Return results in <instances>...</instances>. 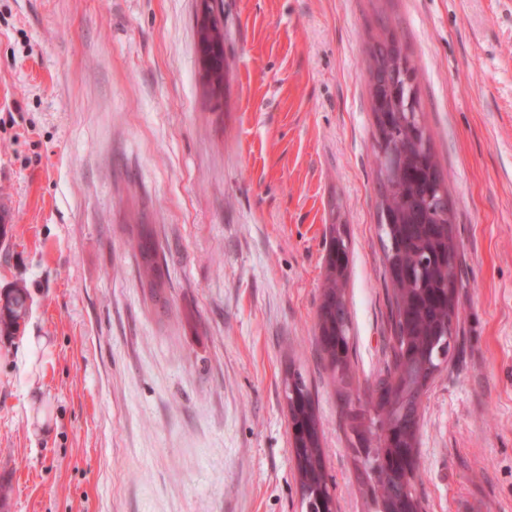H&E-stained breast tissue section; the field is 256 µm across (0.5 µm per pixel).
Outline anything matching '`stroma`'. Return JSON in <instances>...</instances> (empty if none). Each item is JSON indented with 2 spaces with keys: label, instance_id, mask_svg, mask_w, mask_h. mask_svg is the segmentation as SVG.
<instances>
[{
  "label": "stroma",
  "instance_id": "stroma-1",
  "mask_svg": "<svg viewBox=\"0 0 512 512\" xmlns=\"http://www.w3.org/2000/svg\"><path fill=\"white\" fill-rule=\"evenodd\" d=\"M0 0V512H302L282 383L316 393L338 512H364L316 344L351 248L353 392L390 351L370 37L406 46L461 253L457 347L423 399L425 512H512V0ZM166 254L143 285L130 225ZM196 28L201 68L203 76L206 78L207 81H209L208 57L204 52V48L206 46V44L204 43V39L206 37H214L217 33L223 34V26L221 21L216 17V15L212 11L207 9L205 1H202L201 8L197 14ZM5 305L0 310V335L13 336L28 313L27 293L22 288H10L5 291Z\"/></svg>",
  "mask_w": 512,
  "mask_h": 512
}]
</instances>
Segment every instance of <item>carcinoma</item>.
Listing matches in <instances>:
<instances>
[{
    "instance_id": "cac0c4a2",
    "label": "carcinoma",
    "mask_w": 512,
    "mask_h": 512,
    "mask_svg": "<svg viewBox=\"0 0 512 512\" xmlns=\"http://www.w3.org/2000/svg\"><path fill=\"white\" fill-rule=\"evenodd\" d=\"M416 71L409 66L387 89L385 119L375 118L383 133L378 145L377 191L380 196L379 230L385 257L398 253L392 287L391 318L394 343L391 358L378 375L366 399L353 397L351 316L345 299L350 263L348 236L331 227L327 240V274L318 312L317 341L336 383L342 415L351 437V451L367 512H408L421 508L417 484L421 467L417 457L418 430L423 398L428 389L419 382L425 365L448 361L455 337L448 333V316L459 320L456 298H448L446 277L457 272L443 269L459 252L455 236L436 188L443 177L432 151L419 136L426 131L423 116L410 122L408 99L420 107L414 84ZM403 155L402 173L383 178V155ZM141 280L151 297H162L166 264L150 224L136 225L129 242ZM0 310V335L13 336L28 313L22 288L5 291ZM290 417L296 427L293 455L304 494L305 512H325L332 483L326 471L317 405L306 379L298 370L285 382Z\"/></svg>"
}]
</instances>
